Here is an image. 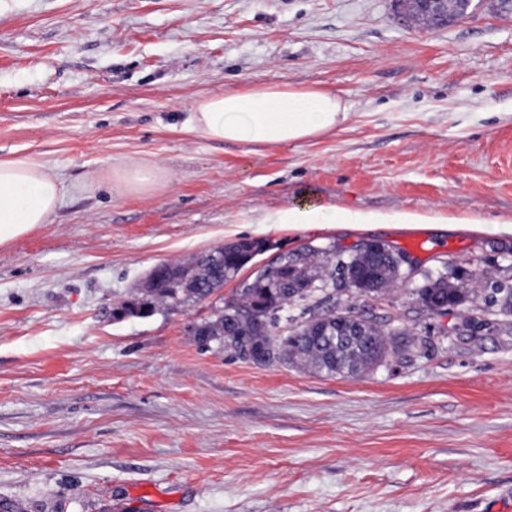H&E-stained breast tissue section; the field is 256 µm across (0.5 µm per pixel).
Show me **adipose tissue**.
Segmentation results:
<instances>
[{"label": "adipose tissue", "mask_w": 512, "mask_h": 512, "mask_svg": "<svg viewBox=\"0 0 512 512\" xmlns=\"http://www.w3.org/2000/svg\"><path fill=\"white\" fill-rule=\"evenodd\" d=\"M349 115L348 105L331 90L291 82L254 83L196 100L183 118L182 129L214 141L278 146L332 132ZM111 175L117 185L141 195L153 194L167 180L154 164H124ZM65 193L63 182L44 164L28 158L0 159V246L49 223ZM264 221L293 230L313 224H421L425 218L304 202L265 216Z\"/></svg>", "instance_id": "1"}]
</instances>
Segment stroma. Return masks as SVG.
Listing matches in <instances>:
<instances>
[{"instance_id":"1","label":"stroma","mask_w":512,"mask_h":512,"mask_svg":"<svg viewBox=\"0 0 512 512\" xmlns=\"http://www.w3.org/2000/svg\"><path fill=\"white\" fill-rule=\"evenodd\" d=\"M336 91L300 144L180 129L199 96L255 82ZM64 181L50 223L0 247V499L22 512H499L512 501V333L453 336L406 290L375 307L417 335L360 378L200 351L211 306L118 319L150 269L247 236L365 239L420 269L512 273V14L441 28L396 0H0V158ZM171 187L119 194L111 167ZM298 202L455 217L448 228L277 229ZM486 223L478 230L476 222ZM238 280L225 283L232 297Z\"/></svg>"}]
</instances>
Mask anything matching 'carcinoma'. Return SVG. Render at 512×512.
Instances as JSON below:
<instances>
[{
	"instance_id": "carcinoma-1",
	"label": "carcinoma",
	"mask_w": 512,
	"mask_h": 512,
	"mask_svg": "<svg viewBox=\"0 0 512 512\" xmlns=\"http://www.w3.org/2000/svg\"><path fill=\"white\" fill-rule=\"evenodd\" d=\"M253 250L263 251L264 242L243 237L199 254L189 263L172 266L158 287L136 289L134 297L121 302L116 311L147 316L159 308L178 312L191 304L215 300L212 314L194 330L200 350L246 362L254 361L252 355L261 351L270 364H296L332 378H358L412 346V328L387 331L376 318L363 327L362 344L349 351L336 348L326 337L313 335L316 327L330 334L336 332L350 309L336 292L313 287L326 271L334 272L344 264L354 266L362 280L382 278V287L358 286L354 288L356 294L385 295L401 285L392 265L381 264L367 251L352 252L341 259L333 246H306L292 252L291 258L296 260L292 273L278 262L267 265L240 282L232 298L224 299V283L247 265L245 257ZM409 298L421 311L431 302L446 299L464 311L479 310L499 320L512 317V279L489 272L469 273L464 278H438L426 273L421 287L409 292Z\"/></svg>"
}]
</instances>
